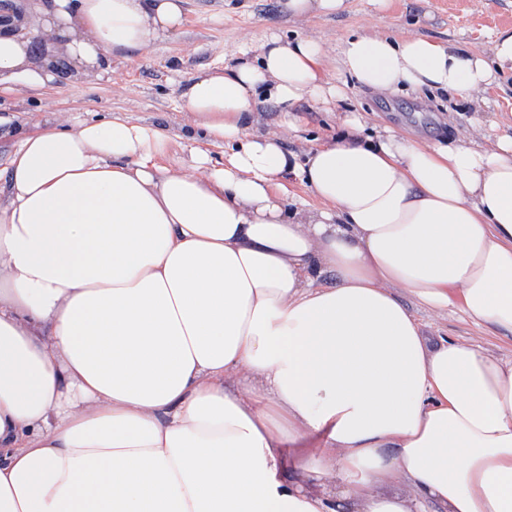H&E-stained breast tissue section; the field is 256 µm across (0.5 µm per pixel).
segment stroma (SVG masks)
Here are the masks:
<instances>
[{
  "label": "stroma",
  "mask_w": 512,
  "mask_h": 512,
  "mask_svg": "<svg viewBox=\"0 0 512 512\" xmlns=\"http://www.w3.org/2000/svg\"><path fill=\"white\" fill-rule=\"evenodd\" d=\"M283 3L187 0L185 24L171 40L114 56L111 72L96 79L68 71L54 88L10 93L0 98V107L15 114L31 131L48 114L66 126L88 112L106 117L118 111L179 135L192 124L182 107V82L223 68L236 46L258 43L274 32L320 40L331 53L353 32L427 35L486 53L492 31L512 28V0H345L340 12L307 19L290 17ZM352 113L365 126L389 127L416 141L442 135L489 146L497 137L512 134V75L473 102L455 101L429 90L382 96L350 87L345 97L331 106L301 104L295 130L281 122L275 104L264 102L257 107L255 129L278 135L285 149L299 154L311 139L339 135L345 117ZM415 313L429 335L474 341L497 355L512 354V342L466 324L458 314L433 315L420 307Z\"/></svg>",
  "instance_id": "obj_1"
}]
</instances>
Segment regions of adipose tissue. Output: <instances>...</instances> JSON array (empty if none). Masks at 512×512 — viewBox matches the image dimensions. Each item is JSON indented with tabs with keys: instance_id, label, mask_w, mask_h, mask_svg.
I'll use <instances>...</instances> for the list:
<instances>
[{
	"instance_id": "obj_1",
	"label": "adipose tissue",
	"mask_w": 512,
	"mask_h": 512,
	"mask_svg": "<svg viewBox=\"0 0 512 512\" xmlns=\"http://www.w3.org/2000/svg\"><path fill=\"white\" fill-rule=\"evenodd\" d=\"M184 23L185 0L1 14L0 93L56 83L40 35L89 77ZM491 45L352 34L335 63L381 94L472 100L512 72V29ZM232 57L182 93L190 167L113 114L47 117L0 169V512H512V357L432 340L410 309L512 340V135L348 118L300 156L254 132L255 106L292 127L342 95L323 45L273 34Z\"/></svg>"
}]
</instances>
